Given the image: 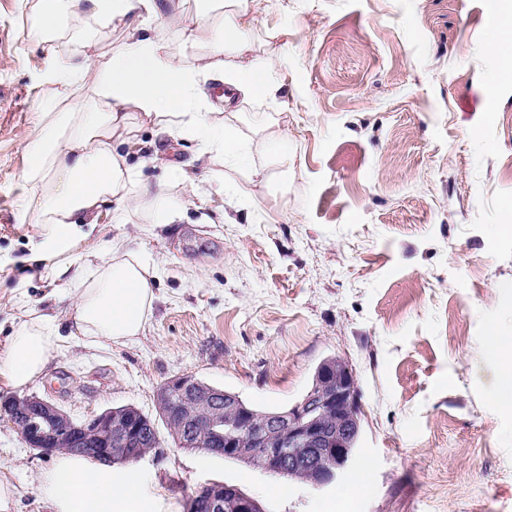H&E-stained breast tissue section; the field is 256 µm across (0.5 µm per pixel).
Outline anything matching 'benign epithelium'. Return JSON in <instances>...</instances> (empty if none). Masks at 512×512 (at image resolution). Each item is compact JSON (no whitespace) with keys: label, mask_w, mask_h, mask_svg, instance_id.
<instances>
[{"label":"benign epithelium","mask_w":512,"mask_h":512,"mask_svg":"<svg viewBox=\"0 0 512 512\" xmlns=\"http://www.w3.org/2000/svg\"><path fill=\"white\" fill-rule=\"evenodd\" d=\"M323 382L294 406L268 416L260 426L253 421L252 412L244 413L242 427L250 442L263 449L271 462L266 471L283 475L280 449L268 446L269 437L276 435L281 442L300 452L288 456V470L306 469L313 476L312 484L317 488L331 485L352 466L355 453L349 445L362 432L357 381L352 372L341 374L333 365L324 363L319 368ZM181 388L184 404L176 427L175 444L179 448L193 446L195 431L207 425H215V418L205 421L200 418V409L221 401L219 389L202 384L182 375L170 380L157 393V400L167 399L168 390ZM12 409L10 420L19 431L28 447L47 451L51 446L74 448L77 453L102 465L112 466L141 458L134 437L138 426L128 417L113 416L112 409L93 413L81 420L74 419L56 404L36 395L11 397L7 400ZM326 408L336 413V431L329 432L318 424L315 413ZM127 448L117 457L112 453V444ZM330 459L333 467H323L320 460ZM196 508L207 512H224V504L232 505L234 512H264L254 497L234 485L207 483L200 486L192 496Z\"/></svg>","instance_id":"1"}]
</instances>
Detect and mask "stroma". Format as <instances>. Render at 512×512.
I'll return each instance as SVG.
<instances>
[{
	"mask_svg": "<svg viewBox=\"0 0 512 512\" xmlns=\"http://www.w3.org/2000/svg\"><path fill=\"white\" fill-rule=\"evenodd\" d=\"M31 0H0V253H23V146L44 107V73L80 43L31 41ZM261 27L297 37L278 63L285 87L247 104L288 128L291 162L272 189L236 193L245 172L212 164L227 189L156 225L145 210L111 225L159 267L141 336L121 344L72 335L75 300L0 268V347L34 310L63 337L19 395L52 399L77 418L131 405L157 416V392L183 374L263 409L292 407L318 365L342 358L360 391L353 472L369 489L351 512H512V412L489 391L512 350L487 348L489 327L512 342V56L485 53L497 21L487 0H269ZM170 165L197 154L147 127ZM130 467L156 512H185L219 481L265 512H325L346 499L253 465L176 447ZM58 453L29 448L0 417V481L9 512H54L46 477Z\"/></svg>",
	"mask_w": 512,
	"mask_h": 512,
	"instance_id": "obj_1",
	"label": "stroma"
}]
</instances>
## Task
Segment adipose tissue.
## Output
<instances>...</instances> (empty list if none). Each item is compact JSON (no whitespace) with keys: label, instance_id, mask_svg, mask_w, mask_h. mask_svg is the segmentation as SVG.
Here are the masks:
<instances>
[{"label":"adipose tissue","instance_id":"obj_1","mask_svg":"<svg viewBox=\"0 0 512 512\" xmlns=\"http://www.w3.org/2000/svg\"><path fill=\"white\" fill-rule=\"evenodd\" d=\"M267 0H195L191 40L204 53L185 65L169 44L144 26L143 15H159V0H34L32 38L50 40L69 20L85 28H121L127 38L106 62L89 53L65 63L50 62L55 94L24 144L25 210L33 219L18 277L48 280L76 300L74 327L85 339L122 343L140 336L148 322L157 270L146 251L126 241L100 249L95 233L127 214L131 206L155 210L173 224L183 211L167 195L170 180L187 184L198 207L223 195L224 180L192 169L172 170L170 179L144 178L129 163L140 139L136 122L150 123L172 138L201 141L200 157L243 169L248 182L265 186L288 175V129L266 112L252 115L255 139L237 123L239 103L274 98L284 82L274 67L293 40L288 28L253 30ZM224 86V124L216 126L205 107L207 82ZM266 157L252 164L254 153ZM58 330L29 311L0 351V385L18 389L43 373L57 346ZM56 512H149L143 482L133 471L92 470L82 459L61 457L48 479Z\"/></svg>","mask_w":512,"mask_h":512}]
</instances>
